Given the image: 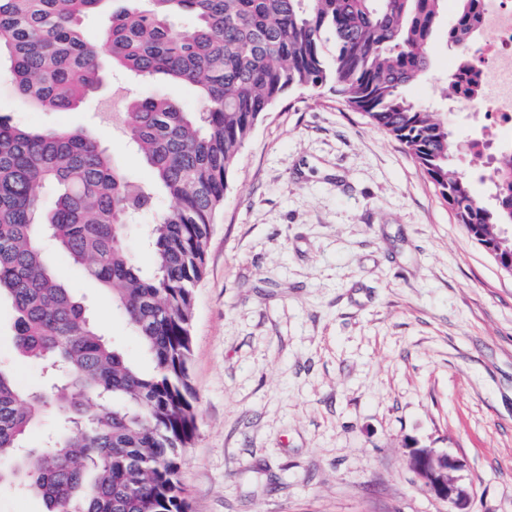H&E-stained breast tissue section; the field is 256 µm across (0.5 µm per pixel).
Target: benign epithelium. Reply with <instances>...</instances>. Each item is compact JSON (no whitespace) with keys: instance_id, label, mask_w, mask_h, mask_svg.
Listing matches in <instances>:
<instances>
[{"instance_id":"7a95c632","label":"benign epithelium","mask_w":512,"mask_h":512,"mask_svg":"<svg viewBox=\"0 0 512 512\" xmlns=\"http://www.w3.org/2000/svg\"><path fill=\"white\" fill-rule=\"evenodd\" d=\"M413 469L419 480L437 497L448 503L449 512H469V495L450 477L458 467L454 458L438 454L431 448L416 450L412 458Z\"/></svg>"}]
</instances>
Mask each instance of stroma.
<instances>
[{
  "label": "stroma",
  "instance_id": "obj_1",
  "mask_svg": "<svg viewBox=\"0 0 512 512\" xmlns=\"http://www.w3.org/2000/svg\"><path fill=\"white\" fill-rule=\"evenodd\" d=\"M455 64L439 47L406 94L459 136H483L485 118L438 94ZM154 94L198 106L182 86L116 74L51 112L22 104L3 78L0 115L94 130L113 164L145 181L113 116ZM48 253L102 333L150 370L107 295ZM12 323L1 302L0 363L27 389L42 368L17 355ZM192 337L190 512H448L413 471L418 448L458 461L470 512H512V274L455 223L405 147L329 87L285 96L242 147Z\"/></svg>",
  "mask_w": 512,
  "mask_h": 512
}]
</instances>
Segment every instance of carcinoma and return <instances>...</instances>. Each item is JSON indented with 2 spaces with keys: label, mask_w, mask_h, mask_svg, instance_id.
Listing matches in <instances>:
<instances>
[{
  "label": "carcinoma",
  "mask_w": 512,
  "mask_h": 512,
  "mask_svg": "<svg viewBox=\"0 0 512 512\" xmlns=\"http://www.w3.org/2000/svg\"><path fill=\"white\" fill-rule=\"evenodd\" d=\"M112 0H0V74L20 101L68 110L103 84V56L138 78L161 74L197 92L189 112L161 95L135 98L124 129L151 182L135 185L89 130L20 128L0 115V298L15 346L43 365L24 391L0 366V488L36 495L48 512H188L183 452L197 429L188 375L193 291L224 207L228 178L258 121L290 92L331 85L369 124L410 152L455 223L512 253V144L494 159L495 205L457 169L447 119L404 88L431 70L448 29L446 0H144L115 8L99 32L84 18ZM444 96L469 69L470 43ZM168 201L156 209L159 199ZM153 270L126 248L133 218ZM53 240L105 290L153 363L144 372L101 334L50 267ZM54 438L25 446L38 410Z\"/></svg>",
  "instance_id": "cac0c4a2"
}]
</instances>
